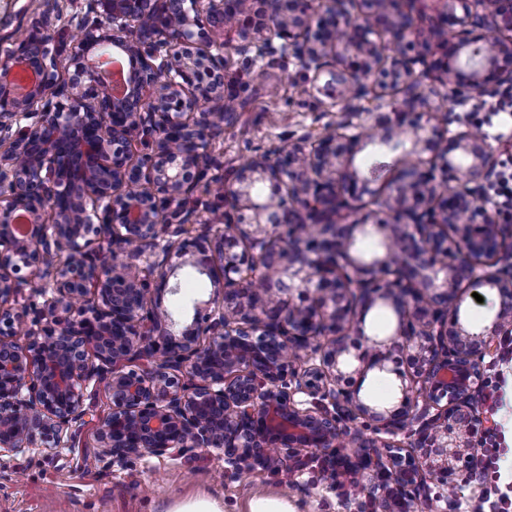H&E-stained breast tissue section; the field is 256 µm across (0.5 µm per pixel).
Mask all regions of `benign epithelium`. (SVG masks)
<instances>
[{
	"mask_svg": "<svg viewBox=\"0 0 512 512\" xmlns=\"http://www.w3.org/2000/svg\"><path fill=\"white\" fill-rule=\"evenodd\" d=\"M101 18L83 29L69 65L81 82L58 78L48 31L37 29L0 59V454L38 448L55 453L85 415V390L104 384L111 411L99 419L103 456L224 450L235 470L320 462L331 485L350 474L377 512H411L430 484H467L479 466L486 420L478 405L485 357L512 336V225L478 205L496 149L478 127L453 134L457 155L423 160V146L447 131L412 125L401 175L385 185L383 224L337 219L356 197L358 180L344 154L361 139L355 100L391 93L370 124L387 145L430 80L448 97L481 96L512 83V0H441L416 9L419 21L448 29L442 58L412 54L417 42L405 0H379L374 15L352 16L350 0L275 3L272 24L236 16L237 54L281 51L319 75L329 70L346 96L336 122L315 138L274 146L225 188L255 223L231 233L165 240L179 234L168 216L193 194L188 169L201 168L219 121L201 111L224 108L226 58L179 47L202 40L205 24L224 19L225 0H90ZM461 4L463 16L455 15ZM380 25L393 54L371 35ZM119 49L134 65L130 91L113 99L103 57ZM423 69H417V66ZM32 72L21 93L16 69ZM36 102L42 110L33 111ZM140 137L148 152L130 157ZM264 182L286 187L260 200ZM453 184L446 195L437 186ZM25 217L27 223L17 220ZM379 233L365 258L358 237ZM181 259L170 263V254ZM224 271L220 312L195 309L179 328L143 331L150 282L166 286L191 267ZM288 275L284 284L282 275ZM52 291L42 321L15 307L32 283ZM312 303H298L310 289ZM94 299H87L88 290ZM490 292L498 306L474 326L461 315L463 294ZM381 303L398 316L394 332L351 354L355 318ZM23 329L28 342L10 341ZM412 350L399 404L376 407L360 397L368 371L387 370L395 347ZM408 433V443L396 440ZM353 449L344 454L340 443ZM394 452L384 457L380 449Z\"/></svg>",
	"mask_w": 512,
	"mask_h": 512,
	"instance_id": "obj_1",
	"label": "benign epithelium"
}]
</instances>
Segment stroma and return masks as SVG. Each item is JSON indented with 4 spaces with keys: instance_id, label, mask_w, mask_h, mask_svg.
I'll return each mask as SVG.
<instances>
[{
    "instance_id": "stroma-1",
    "label": "stroma",
    "mask_w": 512,
    "mask_h": 512,
    "mask_svg": "<svg viewBox=\"0 0 512 512\" xmlns=\"http://www.w3.org/2000/svg\"><path fill=\"white\" fill-rule=\"evenodd\" d=\"M58 3L62 12L57 15L42 0H0V57L17 34L44 27L52 30L61 57H68L80 24L90 17L88 0ZM236 41V33L220 23L207 30L206 47L227 59L224 93L239 101L232 121L208 147L204 175L189 204L191 234L211 239L223 234L229 211L217 196V184L231 182L242 166L271 146L321 132L335 122L342 97L328 74L304 72L288 56L244 59L233 49ZM480 103L476 97L454 104L433 94L430 122L456 132L484 119ZM176 282V290L151 291V308L188 323L195 305L214 296V283L188 267L179 270ZM484 378L497 388V404L488 414L498 448L495 473L476 475L465 486L437 487L435 499L420 502L415 512H482L484 494L492 486L512 497V354L494 356ZM90 392L84 423L57 454L0 456V512H174L197 497L216 500L223 512H248L251 500L278 495L287 496L296 512H373L370 499L355 485L330 487L316 463L240 474L226 469L224 453L216 449L163 457L135 454L122 467L99 462L94 420L109 412L111 401L104 386H91Z\"/></svg>"
}]
</instances>
